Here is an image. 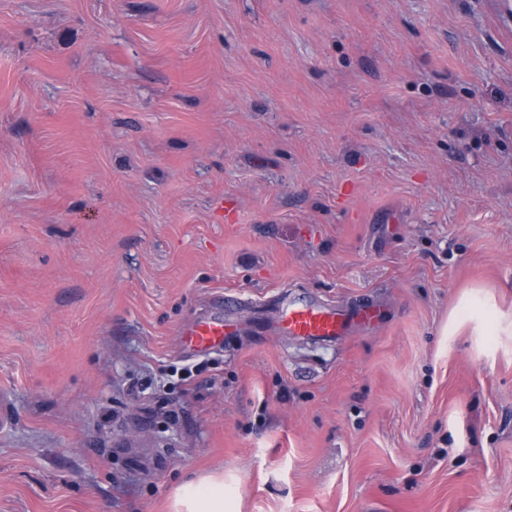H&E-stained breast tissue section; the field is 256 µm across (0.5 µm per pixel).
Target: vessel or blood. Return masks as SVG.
<instances>
[{
    "label": "vessel or blood",
    "mask_w": 512,
    "mask_h": 512,
    "mask_svg": "<svg viewBox=\"0 0 512 512\" xmlns=\"http://www.w3.org/2000/svg\"><path fill=\"white\" fill-rule=\"evenodd\" d=\"M380 312L381 307L376 303L336 308L311 299L288 298L282 301L272 327L280 335L305 340L336 341L362 327L377 323ZM230 330L228 318H201L182 329V348L191 354L220 348Z\"/></svg>",
    "instance_id": "obj_1"
}]
</instances>
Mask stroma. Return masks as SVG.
Returning a JSON list of instances; mask_svg holds the SVG:
<instances>
[{"label": "stroma", "instance_id": "stroma-1", "mask_svg": "<svg viewBox=\"0 0 512 512\" xmlns=\"http://www.w3.org/2000/svg\"><path fill=\"white\" fill-rule=\"evenodd\" d=\"M290 296L385 311L268 334ZM207 477L512 512V0H0V512ZM230 330L231 323L225 315L203 317L182 329V348L191 354L220 348Z\"/></svg>", "mask_w": 512, "mask_h": 512}]
</instances>
